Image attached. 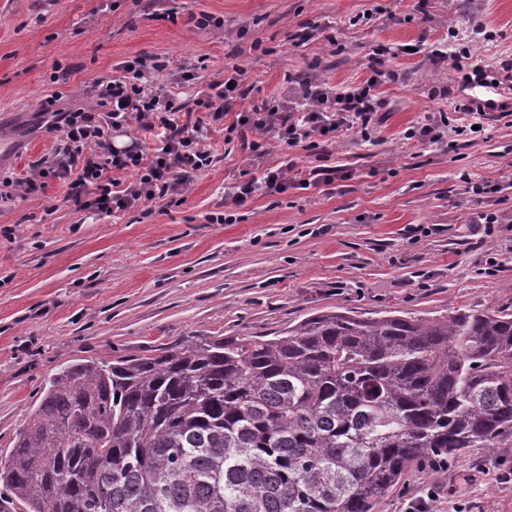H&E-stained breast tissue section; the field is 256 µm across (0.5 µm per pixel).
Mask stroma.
<instances>
[{"label":"stroma","mask_w":512,"mask_h":512,"mask_svg":"<svg viewBox=\"0 0 512 512\" xmlns=\"http://www.w3.org/2000/svg\"><path fill=\"white\" fill-rule=\"evenodd\" d=\"M203 14L221 27L197 28ZM459 45L468 69L512 60V0H0V456L47 381L76 360L146 355L184 336H274L337 309L512 312V114H488L484 132L452 149L407 136L464 97L434 55ZM141 56L189 69L174 91L188 106L234 67L252 87L208 127L213 163L182 203L106 217L78 208L56 179L19 198L15 182L62 146L35 129L43 104L97 111L96 85ZM376 66L388 74L377 87L387 107L370 138L274 143L253 164L228 137L252 101L295 108L299 81L343 92ZM288 163L351 177L326 192L258 194L234 223H210L231 186ZM464 172L501 189L475 195ZM488 213L499 219L490 235ZM418 224L430 234L412 238ZM511 468L512 447L468 448L447 467L409 470L377 512H408L430 490V512H512L498 479Z\"/></svg>","instance_id":"obj_1"}]
</instances>
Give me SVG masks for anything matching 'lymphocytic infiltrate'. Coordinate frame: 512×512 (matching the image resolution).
<instances>
[{
	"mask_svg": "<svg viewBox=\"0 0 512 512\" xmlns=\"http://www.w3.org/2000/svg\"><path fill=\"white\" fill-rule=\"evenodd\" d=\"M450 61L452 68L460 70L464 88L489 91L488 97L473 95L460 104L464 115L483 116L512 103V60L494 73L482 68L463 71L457 53L451 54ZM163 67V62L146 58L123 64L118 75L102 83L98 91L99 113L81 108L55 110L49 129L63 142L62 155L20 181L23 193L44 191L47 179L54 178L68 183L82 209L99 214L137 208L148 215L153 201L178 204L192 178L211 166L213 155L206 143L205 126L223 121L241 94L242 79L236 74L211 82L197 92L189 109L158 91L153 74ZM383 76V71H374L363 85L344 92L332 91L318 81L307 83L306 106L299 119H292L283 102L264 100L242 112L232 130L240 135L255 133V140L243 144L252 162L266 152L265 143L258 140L262 134H273L282 145L304 141L315 148L343 127L367 132L375 114L384 107L375 92ZM134 122L152 132L157 141L153 151H145L135 140L112 147L110 132ZM125 170L135 172V183L121 184L117 175ZM349 177V171L339 166H315L299 179L290 177L287 168H267L261 177L234 185L229 199L232 205L242 206L259 191L275 195L291 188L318 189Z\"/></svg>",
	"mask_w": 512,
	"mask_h": 512,
	"instance_id": "1",
	"label": "lymphocytic infiltrate"
}]
</instances>
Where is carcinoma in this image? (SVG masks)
<instances>
[{
    "instance_id": "cac0c4a2",
    "label": "carcinoma",
    "mask_w": 512,
    "mask_h": 512,
    "mask_svg": "<svg viewBox=\"0 0 512 512\" xmlns=\"http://www.w3.org/2000/svg\"><path fill=\"white\" fill-rule=\"evenodd\" d=\"M511 447L512 312H319L60 368L0 512H375L412 467Z\"/></svg>"
}]
</instances>
